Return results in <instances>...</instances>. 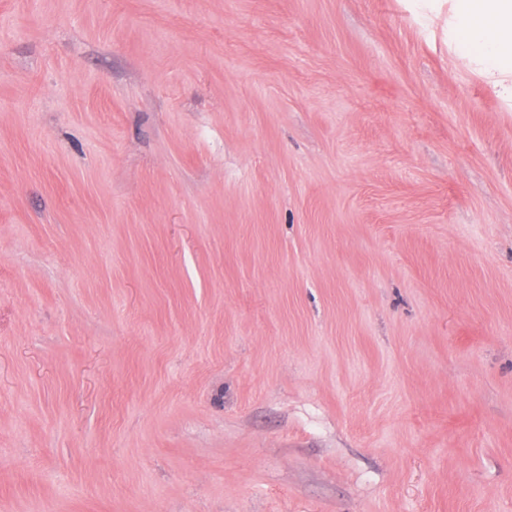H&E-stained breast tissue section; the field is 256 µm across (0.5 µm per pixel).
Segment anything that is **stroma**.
Wrapping results in <instances>:
<instances>
[{
    "label": "stroma",
    "instance_id": "stroma-1",
    "mask_svg": "<svg viewBox=\"0 0 512 512\" xmlns=\"http://www.w3.org/2000/svg\"><path fill=\"white\" fill-rule=\"evenodd\" d=\"M0 512H512V104L405 0H0Z\"/></svg>",
    "mask_w": 512,
    "mask_h": 512
}]
</instances>
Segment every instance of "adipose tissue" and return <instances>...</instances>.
I'll return each instance as SVG.
<instances>
[{
    "label": "adipose tissue",
    "mask_w": 512,
    "mask_h": 512,
    "mask_svg": "<svg viewBox=\"0 0 512 512\" xmlns=\"http://www.w3.org/2000/svg\"><path fill=\"white\" fill-rule=\"evenodd\" d=\"M416 17L449 7L448 29L463 57L512 100V0H411Z\"/></svg>",
    "instance_id": "1"
}]
</instances>
